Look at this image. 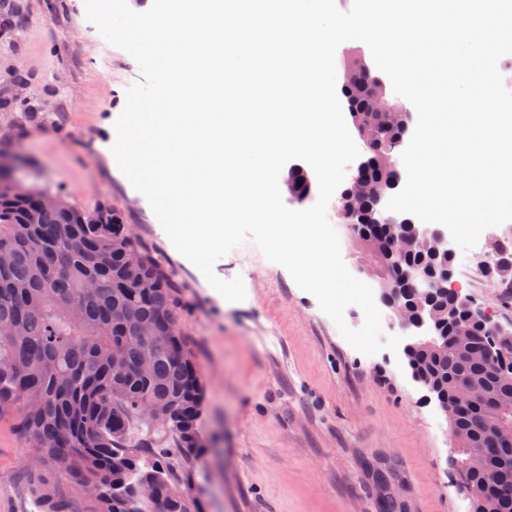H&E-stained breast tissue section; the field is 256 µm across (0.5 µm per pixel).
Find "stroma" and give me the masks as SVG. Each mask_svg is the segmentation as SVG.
<instances>
[{"label": "stroma", "mask_w": 512, "mask_h": 512, "mask_svg": "<svg viewBox=\"0 0 512 512\" xmlns=\"http://www.w3.org/2000/svg\"><path fill=\"white\" fill-rule=\"evenodd\" d=\"M140 77L88 20L85 0H0V151L15 156L25 184L114 214L173 285L203 389L204 450L193 465L201 512H378L372 471L387 466L407 512H473L448 420L404 355L358 352L253 243L213 267L220 279L242 278L246 297L234 303L175 249L110 160ZM476 261V251L457 253V288L512 331V294L469 277ZM34 460L30 441L0 420V512H37Z\"/></svg>", "instance_id": "stroma-1"}]
</instances>
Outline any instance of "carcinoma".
<instances>
[{
  "label": "carcinoma",
  "mask_w": 512,
  "mask_h": 512,
  "mask_svg": "<svg viewBox=\"0 0 512 512\" xmlns=\"http://www.w3.org/2000/svg\"><path fill=\"white\" fill-rule=\"evenodd\" d=\"M375 75L359 67L344 73L342 96L363 118L359 135L373 161L371 178L387 180L393 163L376 150L372 137L395 138L396 122L384 126L372 110ZM293 199L311 191L306 172L288 174ZM46 192L0 179V419L41 453L46 465L59 463L80 487H93L91 512H200L188 490L194 482L176 469L203 447L197 420L202 386L193 354L177 333L173 288L152 258L102 211L91 222L86 211L61 199L55 209L40 207ZM360 230L383 251L393 233L389 224L363 222ZM133 249L139 263L126 264ZM413 266L430 280L453 270L448 254L432 244L412 242L398 264L381 269L396 281L397 265ZM497 276L512 288V253L499 258ZM465 296L434 288L427 304L402 286L400 300L411 321L430 318L446 346H413L405 357L433 387L438 400L456 403L457 385L467 381L482 400L454 410L463 441L460 475L476 489L473 512H512V383L500 366L512 367V347L489 357L488 327L469 315ZM153 326L150 352L140 339ZM119 352L122 370L115 367ZM149 357L148 371L141 369ZM138 432L137 442L130 440ZM493 469L498 480L483 482ZM383 486L379 512H405L393 490V469L373 470Z\"/></svg>",
  "instance_id": "obj_1"
}]
</instances>
